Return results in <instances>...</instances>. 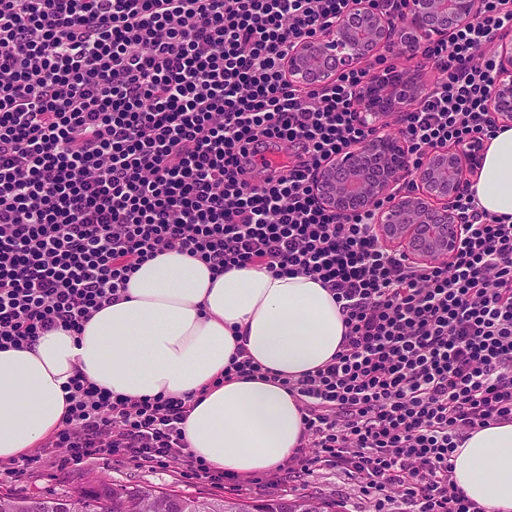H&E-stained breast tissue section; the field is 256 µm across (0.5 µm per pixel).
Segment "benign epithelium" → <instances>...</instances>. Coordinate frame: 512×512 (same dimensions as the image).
I'll use <instances>...</instances> for the list:
<instances>
[{"label":"benign epithelium","instance_id":"1","mask_svg":"<svg viewBox=\"0 0 512 512\" xmlns=\"http://www.w3.org/2000/svg\"><path fill=\"white\" fill-rule=\"evenodd\" d=\"M481 0H402L400 15L382 0H351L347 13L288 52V79L327 84L381 54L416 59L422 43L446 42L472 22ZM501 78L488 99L498 121L512 123V39H494ZM409 69L385 65L363 83L359 112L375 133L351 145L316 180L322 204L342 217L374 211L380 239L401 247L417 262L452 253L461 239L456 202L469 177L479 173L482 141L435 148L410 165L409 145L380 132L384 117L402 112L426 93ZM386 201L382 208L380 201Z\"/></svg>","mask_w":512,"mask_h":512}]
</instances>
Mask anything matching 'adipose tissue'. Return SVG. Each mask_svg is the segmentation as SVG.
Segmentation results:
<instances>
[{
	"mask_svg": "<svg viewBox=\"0 0 512 512\" xmlns=\"http://www.w3.org/2000/svg\"><path fill=\"white\" fill-rule=\"evenodd\" d=\"M474 189L480 209L512 223V127L488 141ZM344 332L334 296L308 276L246 267L215 278L205 262L165 251L80 330L0 349V465L52 436L64 387L81 375L134 399L194 393L186 452L241 476L274 472L304 432L298 404L270 381H223L224 368L242 341L262 367L295 379L333 358ZM453 463L467 497L512 512V422L470 434Z\"/></svg>",
	"mask_w": 512,
	"mask_h": 512,
	"instance_id": "adipose-tissue-1",
	"label": "adipose tissue"
}]
</instances>
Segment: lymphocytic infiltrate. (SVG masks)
I'll return each instance as SVG.
<instances>
[{
	"label": "lymphocytic infiltrate",
	"instance_id": "obj_1",
	"mask_svg": "<svg viewBox=\"0 0 512 512\" xmlns=\"http://www.w3.org/2000/svg\"><path fill=\"white\" fill-rule=\"evenodd\" d=\"M350 0H0V347L84 320L144 261L176 249L213 276L261 267L313 276L345 322L336 355L292 379L238 346L225 379L273 378L304 434L284 465L397 495L403 512H485L452 479L471 431L512 422V224L458 201L456 252L419 263L380 242L373 212L321 207L314 179L371 135L357 106L366 71L290 83V46ZM512 0H485L447 43L425 44L434 81L397 130L415 157L490 139L492 38ZM285 173L253 183L256 155ZM51 440L0 470L106 457L172 464L219 489L265 483L186 452L192 394L132 399L84 377Z\"/></svg>",
	"mask_w": 512,
	"mask_h": 512
}]
</instances>
